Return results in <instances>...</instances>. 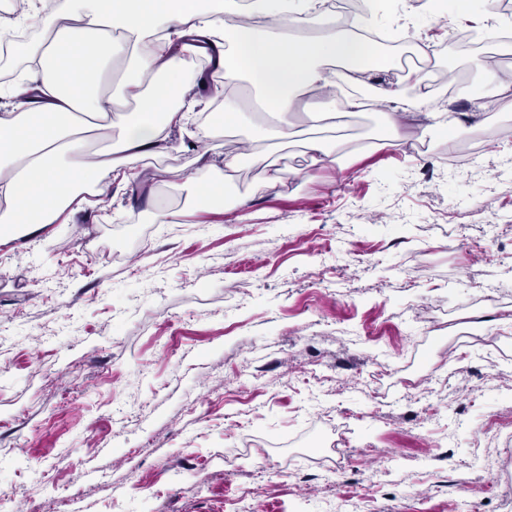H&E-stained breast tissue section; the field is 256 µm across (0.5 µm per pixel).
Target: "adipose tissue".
<instances>
[{
	"label": "adipose tissue",
	"mask_w": 512,
	"mask_h": 512,
	"mask_svg": "<svg viewBox=\"0 0 512 512\" xmlns=\"http://www.w3.org/2000/svg\"><path fill=\"white\" fill-rule=\"evenodd\" d=\"M327 0H249V21L237 27L208 13L200 0H19L0 14V36L36 26L43 39L16 42L14 53L31 68L19 84L0 92V244L61 223L80 194L98 188L96 174L128 185L134 159L159 152L172 133L194 138L191 114L206 108L200 72L190 56L205 54L213 84L247 79L276 122L268 140L298 133L291 114L298 98L313 90L343 87L340 114L362 111L349 93L366 73L387 60L365 31L376 9L338 30ZM322 19L326 30L306 37L301 28ZM133 60L135 73L121 95L99 91L96 76L115 59ZM119 125L117 139L100 151L91 143L101 130Z\"/></svg>",
	"instance_id": "adipose-tissue-1"
}]
</instances>
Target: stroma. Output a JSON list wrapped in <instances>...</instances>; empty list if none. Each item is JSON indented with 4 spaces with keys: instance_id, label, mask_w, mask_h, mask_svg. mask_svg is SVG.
<instances>
[{
    "instance_id": "35a3bbf8",
    "label": "stroma",
    "mask_w": 512,
    "mask_h": 512,
    "mask_svg": "<svg viewBox=\"0 0 512 512\" xmlns=\"http://www.w3.org/2000/svg\"><path fill=\"white\" fill-rule=\"evenodd\" d=\"M403 13L414 25L391 59L412 43L430 63L433 110L463 115L454 139L483 135L473 164L449 165L425 116L388 132L380 88L415 95L394 69L359 87L364 111L295 112L301 130L343 141L332 162L298 138L261 140L256 117L225 125L218 98L197 117L207 137L172 135L132 185L0 245V512H30L60 484L80 512H237L235 487L261 488L252 512H326L358 481L366 512H440L462 482L496 512L482 487L512 475V438L483 448L473 432L512 407V319L484 324L507 356L497 378L448 345L485 314V287L512 303V170L490 175L512 152L495 132L512 97L483 109L464 23L387 0L381 28ZM239 153L215 177L245 209L200 208L197 169ZM269 164L285 176L265 191ZM160 208L180 223H153ZM377 361L415 381L382 407L365 388ZM341 411L358 420L327 490V417ZM224 456L242 471L210 480ZM388 465L397 482L372 483Z\"/></svg>"
}]
</instances>
